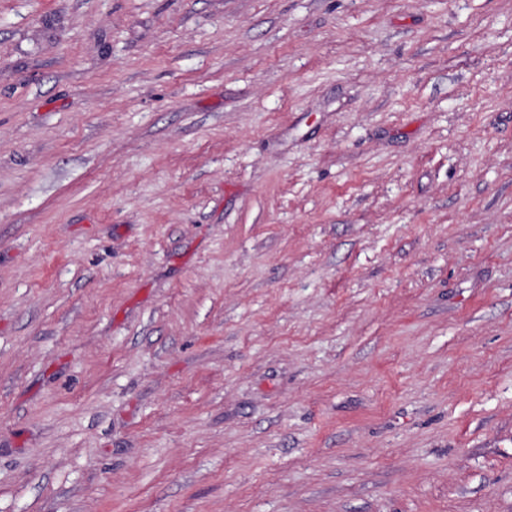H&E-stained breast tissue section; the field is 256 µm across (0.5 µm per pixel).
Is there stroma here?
Returning a JSON list of instances; mask_svg holds the SVG:
<instances>
[{"label":"stroma","mask_w":512,"mask_h":512,"mask_svg":"<svg viewBox=\"0 0 512 512\" xmlns=\"http://www.w3.org/2000/svg\"><path fill=\"white\" fill-rule=\"evenodd\" d=\"M0 512H512V0H0Z\"/></svg>","instance_id":"1"}]
</instances>
